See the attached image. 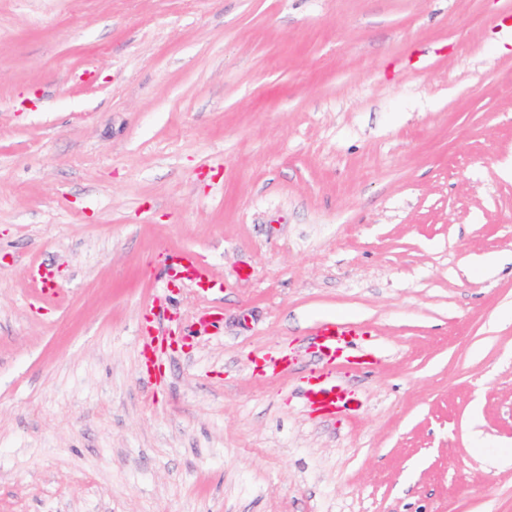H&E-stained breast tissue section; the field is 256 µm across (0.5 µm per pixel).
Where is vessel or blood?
<instances>
[{
    "instance_id": "vessel-or-blood-1",
    "label": "vessel or blood",
    "mask_w": 512,
    "mask_h": 512,
    "mask_svg": "<svg viewBox=\"0 0 512 512\" xmlns=\"http://www.w3.org/2000/svg\"><path fill=\"white\" fill-rule=\"evenodd\" d=\"M164 266L174 286L189 285L197 292L209 295L222 290L221 280L214 278L206 269L199 256L191 251L166 256ZM354 323L330 320L322 323L315 334L314 345L327 368L317 383L309 385L304 398L309 407L324 415L354 410L357 401L354 396L332 377L331 368L341 366L370 365L373 353L359 348Z\"/></svg>"
}]
</instances>
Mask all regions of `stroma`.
I'll return each instance as SVG.
<instances>
[{
    "instance_id": "stroma-1",
    "label": "stroma",
    "mask_w": 512,
    "mask_h": 512,
    "mask_svg": "<svg viewBox=\"0 0 512 512\" xmlns=\"http://www.w3.org/2000/svg\"><path fill=\"white\" fill-rule=\"evenodd\" d=\"M511 17L0 0V512H512ZM336 318L375 361L325 416ZM164 266L169 281L177 288L190 285L203 295L221 291L223 288V281L214 278L194 252L169 254L164 260ZM165 319V310L159 307H152L143 315L145 327V339L147 346L152 347L162 332V325ZM314 336V345L327 371L319 376V382L306 387V403L323 415L355 410L356 399L347 389L336 383L331 374L332 368L370 365L373 352L358 347L355 341L358 331L352 322L326 321L318 327Z\"/></svg>"
}]
</instances>
